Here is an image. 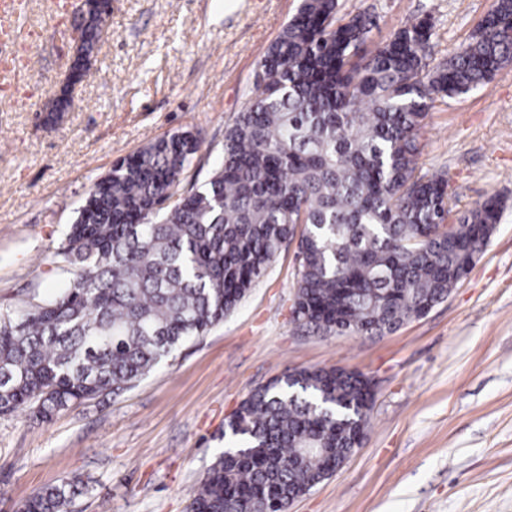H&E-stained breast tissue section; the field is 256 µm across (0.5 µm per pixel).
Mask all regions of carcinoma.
Masks as SVG:
<instances>
[{"mask_svg":"<svg viewBox=\"0 0 512 512\" xmlns=\"http://www.w3.org/2000/svg\"><path fill=\"white\" fill-rule=\"evenodd\" d=\"M300 0L261 58L262 82L224 130L208 180L184 183L203 138L151 140L89 189L54 254L68 287L0 310V415L40 421L119 395L224 320L303 225L293 318L314 333L383 335L448 299L499 223L489 196L453 221L448 173L419 167L435 104L512 65V0L434 66L431 25L365 44L375 18ZM104 23L83 26L91 58ZM367 376L288 369L255 388L224 434L191 512H284L360 443ZM90 481L32 492L21 512H75Z\"/></svg>","mask_w":512,"mask_h":512,"instance_id":"carcinoma-1","label":"carcinoma"}]
</instances>
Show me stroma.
<instances>
[{
  "mask_svg": "<svg viewBox=\"0 0 512 512\" xmlns=\"http://www.w3.org/2000/svg\"><path fill=\"white\" fill-rule=\"evenodd\" d=\"M490 0H339L375 17V48L429 19L431 60L467 42ZM299 0H112L93 67L60 120L44 121L73 41L76 0H0V310L63 287L54 262L90 187L118 159L179 129L222 158L258 63ZM419 164L446 170L459 209L503 199L499 223L448 299L383 336L316 334L293 320L296 242L239 306L121 395L42 423L0 415V512L75 476V512H186L224 449V421L289 368L343 367L375 384L361 448L291 512H512V67L437 104Z\"/></svg>",
  "mask_w": 512,
  "mask_h": 512,
  "instance_id": "stroma-1",
  "label": "stroma"
}]
</instances>
